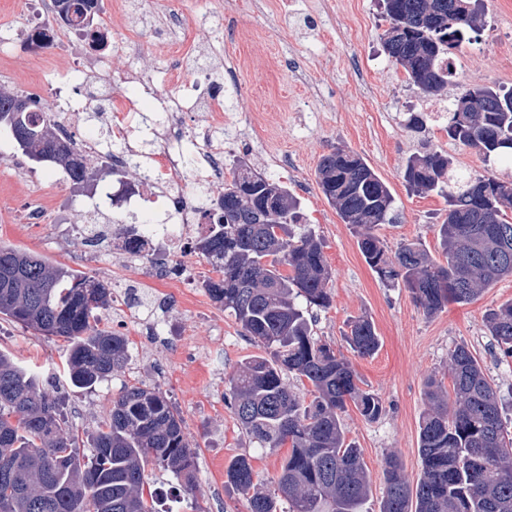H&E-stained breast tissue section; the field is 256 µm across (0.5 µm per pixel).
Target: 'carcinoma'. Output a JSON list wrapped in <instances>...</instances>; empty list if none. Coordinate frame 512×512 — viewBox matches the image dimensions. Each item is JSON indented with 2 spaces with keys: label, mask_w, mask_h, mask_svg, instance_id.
<instances>
[{
  "label": "carcinoma",
  "mask_w": 512,
  "mask_h": 512,
  "mask_svg": "<svg viewBox=\"0 0 512 512\" xmlns=\"http://www.w3.org/2000/svg\"><path fill=\"white\" fill-rule=\"evenodd\" d=\"M385 14L387 55L426 96L454 84L452 50L477 40L483 29L473 0H389ZM456 88L444 126L448 138L487 160L512 155V88ZM18 97L30 103V122L65 148L56 155L29 142L21 146L25 154L61 166L75 184L89 180L87 159L37 98L0 92V125ZM403 178L410 191L434 192L448 206L438 229L443 264L416 242L389 252L375 230L397 222L395 198L361 156L337 147L318 165L322 193L353 228L382 284L407 288L433 315L512 276V176L473 177L426 146L407 158ZM305 222L288 186L239 163L224 180L212 232L198 246L216 269L201 288L262 348L228 376L224 403L257 447H288L272 490L254 482L247 457L227 466V484L247 497L248 512H280L283 500L288 512H360L372 493L342 414L351 403L374 421L384 406L360 386L341 353L313 336L309 309L330 305L331 271L321 240L308 229L292 230ZM275 224L284 237H276ZM111 303L107 282L0 244V315L63 339L76 387L90 389L128 363L126 339L98 328ZM486 323L502 354L512 358V301L490 311ZM344 339L361 357L380 345L366 315L351 320ZM449 372L450 390L440 379L426 382L422 476L411 485L396 455H388L381 512H512V441L505 439L497 392L464 345L450 353ZM290 374L310 384L308 395L288 386ZM63 407L41 389L36 373L0 352V512H159L155 492L146 488L150 465L196 490L195 451L160 390L124 386L108 416L83 439L69 429ZM82 441L91 448L88 456L79 455Z\"/></svg>",
  "instance_id": "1"
}]
</instances>
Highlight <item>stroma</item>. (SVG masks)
<instances>
[{"mask_svg":"<svg viewBox=\"0 0 512 512\" xmlns=\"http://www.w3.org/2000/svg\"><path fill=\"white\" fill-rule=\"evenodd\" d=\"M281 0H127L124 17L114 35L126 46L113 54V68H122L126 53L136 54L150 70L160 93H167L169 59L155 51L164 40L169 11L179 12L188 26L190 43L179 57L185 80L194 83L199 96L208 85L200 70L220 78L235 64L238 80L224 88V107L233 117H257L259 126L222 137L227 160L243 158L254 172L280 180L299 198L308 224L322 241L332 269V302L313 310L315 338L346 352L362 387L381 398L385 411L376 421H365L348 407L344 425L349 441L361 449L372 482V495L362 512H380L384 488V459L396 454L410 482H417L422 465L418 450L419 423L427 409L428 377L447 378L450 352L467 346L483 366L505 405V426L512 436V359H502L486 326L487 313L512 300V277L491 285L475 300L451 303L429 316L405 288L383 286L364 261L357 238L343 224L323 196L317 179L320 158L334 148L351 150L388 184L400 220L378 227L389 250L401 243L422 244L435 261H442L437 226L445 201L434 193L409 192L403 180L407 158L422 144L445 152L458 168L473 175L512 174V161L485 160L477 150L448 139L442 127L427 123L422 133L405 126L408 113L418 112L422 92L409 83L402 67L385 54L381 35L387 28L378 0H295L281 12ZM484 35L487 47L463 45L457 54V82L468 86H512V0H484ZM224 33V50L213 53L216 31ZM50 63L46 85L61 89L85 105L76 136L93 134L110 140L105 122L89 112V93L96 78L81 86L66 80L72 69L69 48L26 45L0 62V92L23 89V77L33 54ZM121 94L143 108L131 134V150L150 156L156 143L152 129L155 110L143 88L134 82L120 84ZM289 158L288 167L273 163L277 153ZM62 167L32 162L19 150L8 130L0 129V242L40 255L54 264L79 269L113 280V295L126 299L137 314L128 325L130 335L140 333L147 320L190 331L201 354L212 359L208 378L196 377L186 360L175 358L164 335H153L142 350L130 353L126 367L95 389L72 386L62 368L67 346L47 339L0 316V351L40 371L44 388L64 396L68 423L88 430L111 408L123 386L157 387L179 412L188 440L198 453L197 498L203 512H247L245 496L224 483V470L237 456L249 458L260 480L270 482L280 471L284 450L255 447L224 403L225 381L238 364L260 349L223 308L201 296L198 309L184 308L179 292L145 295L146 260L113 265L108 252L96 262L84 259L91 245L84 235H59L55 216L46 213L41 224L23 223L29 206L41 197L63 196L74 208H89L88 186L63 178ZM365 315L374 322L381 345L376 354L361 357L344 341L349 322ZM223 337L216 346L215 337Z\"/></svg>","mask_w":512,"mask_h":512,"instance_id":"stroma-1","label":"stroma"}]
</instances>
